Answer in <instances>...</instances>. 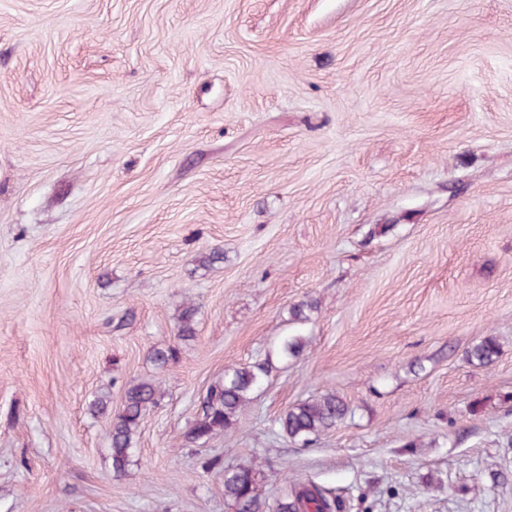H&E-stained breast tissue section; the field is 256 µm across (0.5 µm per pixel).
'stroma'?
I'll return each mask as SVG.
<instances>
[{
	"instance_id": "1",
	"label": "stroma",
	"mask_w": 512,
	"mask_h": 512,
	"mask_svg": "<svg viewBox=\"0 0 512 512\" xmlns=\"http://www.w3.org/2000/svg\"><path fill=\"white\" fill-rule=\"evenodd\" d=\"M332 391L336 428L279 433ZM240 463L271 510L312 481L341 512H512V0H0V512H234ZM500 353V345L494 336H487L468 351L467 357L471 362L480 366L492 364ZM254 364L226 370L224 379L211 385L202 404V412L187 434L194 443H206L236 422L250 394L268 373V365ZM160 397L155 380L148 379L131 385L125 392L122 408L112 417L109 442L112 470L116 476L125 473L131 463L134 437L146 411ZM348 411V404L341 396L327 392L293 405L276 420V424L281 434L305 445L313 437L336 427Z\"/></svg>"
}]
</instances>
